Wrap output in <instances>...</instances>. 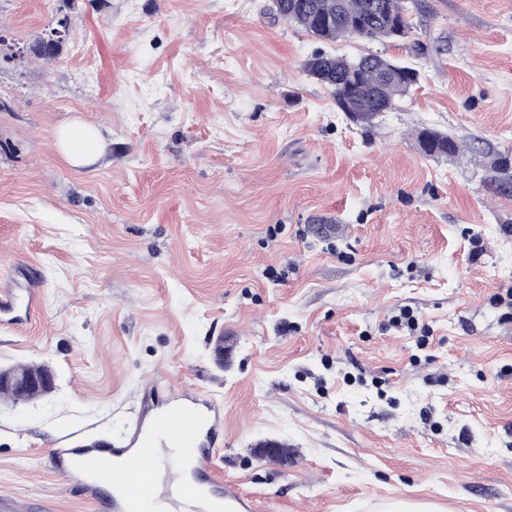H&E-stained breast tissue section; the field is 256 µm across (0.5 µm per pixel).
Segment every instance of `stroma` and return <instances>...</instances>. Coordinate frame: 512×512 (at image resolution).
Returning <instances> with one entry per match:
<instances>
[{
	"label": "stroma",
	"mask_w": 512,
	"mask_h": 512,
	"mask_svg": "<svg viewBox=\"0 0 512 512\" xmlns=\"http://www.w3.org/2000/svg\"><path fill=\"white\" fill-rule=\"evenodd\" d=\"M270 4L71 0L51 66L0 65V282L47 295L0 326V369L56 376L0 400L17 512H101L43 457L122 441L152 384L222 403L215 467L256 512H512V189L491 168L512 158V0H414L397 41L314 37ZM59 6L0 0V34L29 42ZM320 53L418 81L356 122L305 71ZM73 122L108 143L92 165L58 148ZM266 438L287 464L254 457Z\"/></svg>",
	"instance_id": "1"
}]
</instances>
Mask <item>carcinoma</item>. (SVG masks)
Returning a JSON list of instances; mask_svg holds the SVG:
<instances>
[{"instance_id": "1", "label": "carcinoma", "mask_w": 512, "mask_h": 512, "mask_svg": "<svg viewBox=\"0 0 512 512\" xmlns=\"http://www.w3.org/2000/svg\"><path fill=\"white\" fill-rule=\"evenodd\" d=\"M274 10L314 36L317 22L326 11L336 16L338 37L389 40L387 23L391 16L398 20L402 37L410 31L405 0H274ZM305 68L310 76L333 89L340 84L352 85L358 100L348 114L362 122L370 121L371 112L393 107L396 99L417 82L415 77L400 76L401 65L373 54L356 61L318 54L305 63Z\"/></svg>"}]
</instances>
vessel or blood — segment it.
Returning <instances> with one entry per match:
<instances>
[{"mask_svg": "<svg viewBox=\"0 0 512 512\" xmlns=\"http://www.w3.org/2000/svg\"><path fill=\"white\" fill-rule=\"evenodd\" d=\"M39 293L20 299L13 291L0 295V319L19 326L39 304ZM159 411L154 421L140 422L124 443L99 439L75 447L51 449L48 466L73 484L83 498L101 501L105 512H145L161 493L162 465L167 450H174L190 475H175L179 496L187 503L209 496L223 512H252L251 500L234 484H221L212 476L215 453L202 448V439L221 427L223 409L199 387L176 394L152 392Z\"/></svg>", "mask_w": 512, "mask_h": 512, "instance_id": "obj_1", "label": "vessel or blood"}]
</instances>
